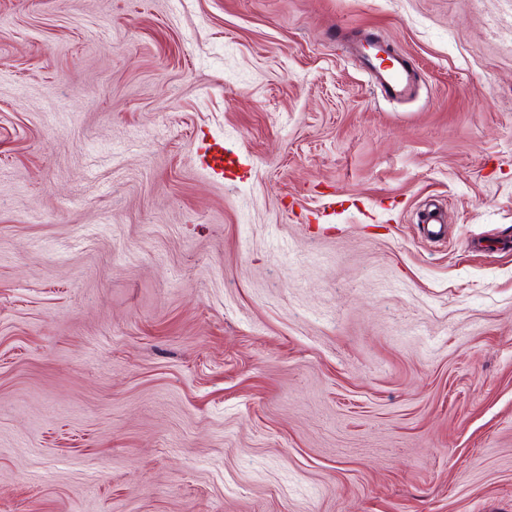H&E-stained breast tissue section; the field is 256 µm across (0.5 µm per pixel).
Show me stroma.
Wrapping results in <instances>:
<instances>
[{
	"label": "stroma",
	"instance_id": "35a3bbf8",
	"mask_svg": "<svg viewBox=\"0 0 512 512\" xmlns=\"http://www.w3.org/2000/svg\"><path fill=\"white\" fill-rule=\"evenodd\" d=\"M509 239L512 0H0V512H512ZM382 51L388 54L390 62L385 66L378 62V55ZM363 57L375 82L387 96L402 99L413 93L416 74L407 59L389 54L381 45L374 42L363 46Z\"/></svg>",
	"mask_w": 512,
	"mask_h": 512
}]
</instances>
